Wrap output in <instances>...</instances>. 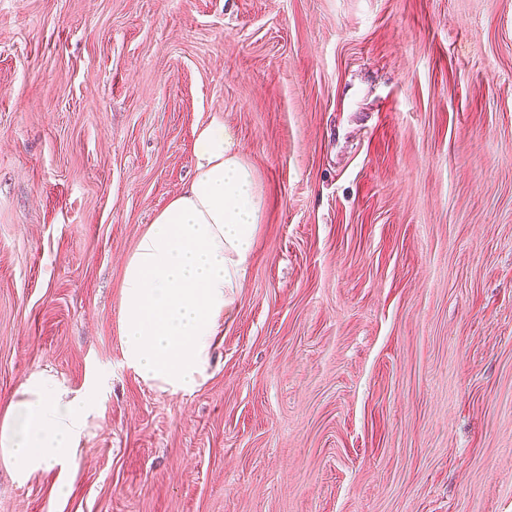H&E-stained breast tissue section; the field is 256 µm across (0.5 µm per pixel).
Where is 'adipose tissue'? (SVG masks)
Returning <instances> with one entry per match:
<instances>
[{"mask_svg": "<svg viewBox=\"0 0 512 512\" xmlns=\"http://www.w3.org/2000/svg\"><path fill=\"white\" fill-rule=\"evenodd\" d=\"M196 174L141 233L124 261L119 336L126 366L150 387L193 392L208 378L215 339L247 272L263 211L255 172L213 119L199 127ZM98 376L81 389L39 371L0 408V465L18 482L78 465Z\"/></svg>", "mask_w": 512, "mask_h": 512, "instance_id": "1", "label": "adipose tissue"}]
</instances>
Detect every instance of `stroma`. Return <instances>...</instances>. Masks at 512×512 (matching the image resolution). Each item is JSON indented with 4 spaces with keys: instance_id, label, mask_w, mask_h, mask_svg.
<instances>
[{
    "instance_id": "stroma-1",
    "label": "stroma",
    "mask_w": 512,
    "mask_h": 512,
    "mask_svg": "<svg viewBox=\"0 0 512 512\" xmlns=\"http://www.w3.org/2000/svg\"><path fill=\"white\" fill-rule=\"evenodd\" d=\"M223 119L265 202L208 379L125 258ZM106 393L0 512H512V0H0V405Z\"/></svg>"
}]
</instances>
